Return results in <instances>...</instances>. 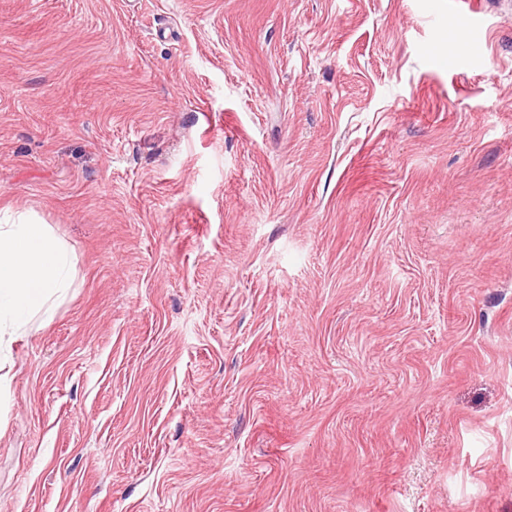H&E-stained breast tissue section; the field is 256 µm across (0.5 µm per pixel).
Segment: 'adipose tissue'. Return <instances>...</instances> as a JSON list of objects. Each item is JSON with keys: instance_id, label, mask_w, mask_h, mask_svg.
<instances>
[{"instance_id": "obj_1", "label": "adipose tissue", "mask_w": 512, "mask_h": 512, "mask_svg": "<svg viewBox=\"0 0 512 512\" xmlns=\"http://www.w3.org/2000/svg\"><path fill=\"white\" fill-rule=\"evenodd\" d=\"M72 259L47 225L0 219V335L50 312L69 286Z\"/></svg>"}]
</instances>
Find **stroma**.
<instances>
[{
    "label": "stroma",
    "mask_w": 512,
    "mask_h": 512,
    "mask_svg": "<svg viewBox=\"0 0 512 512\" xmlns=\"http://www.w3.org/2000/svg\"><path fill=\"white\" fill-rule=\"evenodd\" d=\"M0 0V512H512V0ZM72 259L46 224L0 219V335L51 311L69 288ZM0 336V338H1Z\"/></svg>",
    "instance_id": "35a3bbf8"
}]
</instances>
